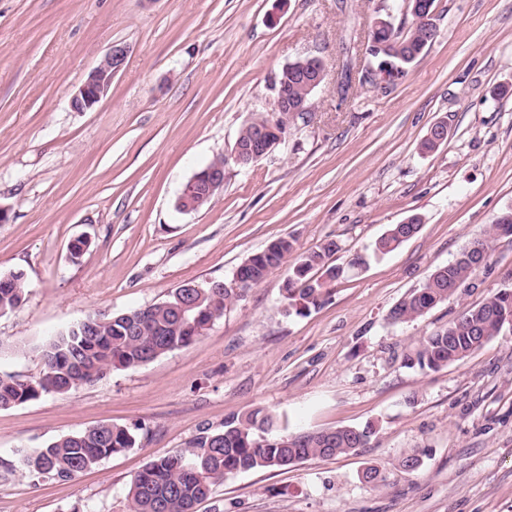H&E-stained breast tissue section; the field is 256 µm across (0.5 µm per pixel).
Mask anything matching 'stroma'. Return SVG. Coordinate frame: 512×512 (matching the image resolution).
<instances>
[{
	"label": "stroma",
	"mask_w": 512,
	"mask_h": 512,
	"mask_svg": "<svg viewBox=\"0 0 512 512\" xmlns=\"http://www.w3.org/2000/svg\"><path fill=\"white\" fill-rule=\"evenodd\" d=\"M339 1L0 0V275L25 280L0 317V372L38 378L52 332L231 279L280 237L299 254L336 240L342 270L306 313L285 307L284 266L191 345L0 410V512H129L150 460L254 409L288 433L373 435L353 455L237 474L197 512H512V325L440 370L407 362L424 337L512 288V236L469 287L415 320L390 318L512 210V0H436L438 34L407 74L385 89L355 78L344 93L345 64L373 65L360 50L395 0ZM115 43L128 56L107 97L72 111ZM306 56L327 73L309 116L269 155L226 165L203 209L177 211L188 179L231 152L251 113L272 110L274 73ZM439 121L447 141L421 152ZM414 213L420 231L375 253ZM102 423L129 428L135 447L67 481L19 469L18 450ZM415 449L419 466L404 470ZM369 465L381 486L360 481Z\"/></svg>",
	"instance_id": "stroma-1"
}]
</instances>
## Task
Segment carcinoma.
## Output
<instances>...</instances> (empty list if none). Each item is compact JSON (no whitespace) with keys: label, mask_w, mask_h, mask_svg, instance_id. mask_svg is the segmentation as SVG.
Here are the masks:
<instances>
[{"label":"carcinoma","mask_w":512,"mask_h":512,"mask_svg":"<svg viewBox=\"0 0 512 512\" xmlns=\"http://www.w3.org/2000/svg\"><path fill=\"white\" fill-rule=\"evenodd\" d=\"M383 39L393 42L400 54L395 62L406 69L431 45L424 24L414 21L383 31ZM275 76L272 87L280 88L290 99L311 102L315 90L298 67L285 66ZM293 119L290 112L253 113L242 125L237 140L247 143L259 129L270 124L286 128ZM421 224L422 217L417 214L411 224L391 225L376 242L377 251L389 253L398 249L418 233ZM511 233L512 218L505 212L476 241L487 252L496 236ZM339 249V244L330 239L318 249L296 256L292 241L279 238L238 267L236 273L246 281L245 287H232L230 279L222 288L212 281L194 291L191 302L195 306L186 322L178 312L180 288L146 308L91 315L43 343V370L33 383L0 374V410L43 395L64 394L98 381L114 368L138 367L168 351L190 345L224 315L227 307L240 301L247 290L290 259L292 272L283 289V299L288 307L302 314L320 305L330 294V285L337 279L329 275L336 269L330 259ZM314 269L321 274L311 275ZM475 275L476 271L464 264L437 268L420 287L395 305L392 319L398 322L423 316L447 301ZM23 278L21 272L0 276V316L20 304ZM509 317L512 318V288H504L427 336L409 361L421 369L437 371L464 360L498 335ZM369 437V430L353 427H337L329 435L319 431L283 434L274 428L271 416L258 410L233 416L222 428L202 431L185 451L147 463L131 482L130 512H195L196 505L208 499L214 488L230 476L267 468L288 469L314 458L348 455L362 447ZM135 445L136 437L128 428L98 424L63 436L44 448L23 451L19 462L33 477L68 480Z\"/></svg>","instance_id":"carcinoma-1"}]
</instances>
